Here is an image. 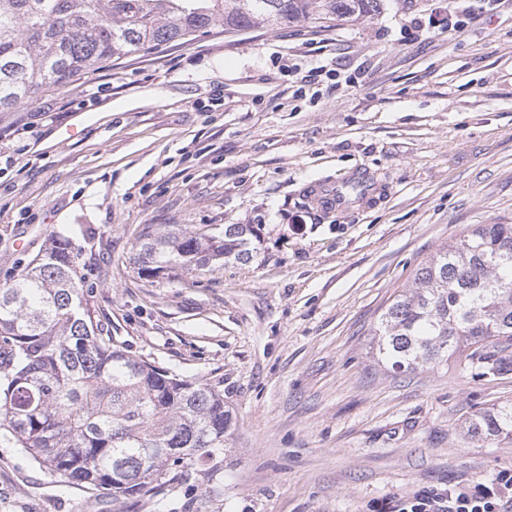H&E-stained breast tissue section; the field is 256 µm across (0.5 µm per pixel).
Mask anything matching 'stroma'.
<instances>
[{
    "label": "stroma",
    "instance_id": "1",
    "mask_svg": "<svg viewBox=\"0 0 512 512\" xmlns=\"http://www.w3.org/2000/svg\"><path fill=\"white\" fill-rule=\"evenodd\" d=\"M458 29L447 28V21ZM0 286L52 240L123 351L219 387L224 449L112 501L0 442V512H391L512 470L467 433L512 403V370L463 358L397 375L370 330L471 224H512V0H385L333 26H261L111 61L0 131ZM362 169L353 211L313 185ZM253 224V259L143 279L145 225Z\"/></svg>",
    "mask_w": 512,
    "mask_h": 512
}]
</instances>
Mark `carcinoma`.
I'll return each mask as SVG.
<instances>
[{
  "instance_id": "carcinoma-1",
  "label": "carcinoma",
  "mask_w": 512,
  "mask_h": 512,
  "mask_svg": "<svg viewBox=\"0 0 512 512\" xmlns=\"http://www.w3.org/2000/svg\"><path fill=\"white\" fill-rule=\"evenodd\" d=\"M383 0H0V112L123 57L261 25L357 20ZM251 224L223 235L146 225L130 261L178 278L252 258ZM78 254L55 239L0 287V440L119 500L169 464L208 458L231 428L224 394L113 346L79 288ZM377 363L437 367L512 341V224H473L438 248L370 332ZM476 442L512 439V403L468 421Z\"/></svg>"
}]
</instances>
